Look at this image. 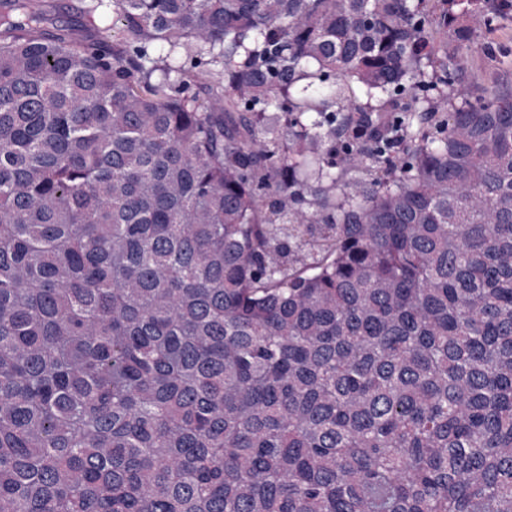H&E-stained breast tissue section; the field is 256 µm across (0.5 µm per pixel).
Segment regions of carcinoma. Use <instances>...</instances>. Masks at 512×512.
Here are the masks:
<instances>
[{
	"instance_id": "obj_1",
	"label": "carcinoma",
	"mask_w": 512,
	"mask_h": 512,
	"mask_svg": "<svg viewBox=\"0 0 512 512\" xmlns=\"http://www.w3.org/2000/svg\"><path fill=\"white\" fill-rule=\"evenodd\" d=\"M508 19L0 0V512H512ZM43 12L45 22L43 32L50 35L70 34L87 44H94L105 37H110L112 14L99 23L98 27L87 28L83 20L86 0H29ZM512 73V56L491 61L482 53L473 54L466 65L463 78L466 85L479 89L491 87L501 74Z\"/></svg>"
}]
</instances>
